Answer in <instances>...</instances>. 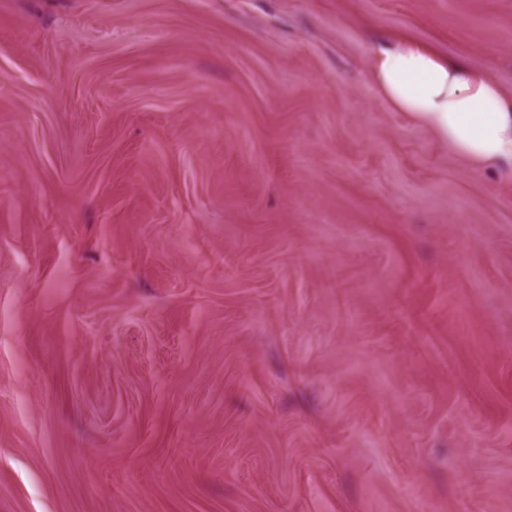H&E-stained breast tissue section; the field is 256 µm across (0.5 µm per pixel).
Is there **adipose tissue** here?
Masks as SVG:
<instances>
[{
	"mask_svg": "<svg viewBox=\"0 0 512 512\" xmlns=\"http://www.w3.org/2000/svg\"><path fill=\"white\" fill-rule=\"evenodd\" d=\"M372 79L459 158L512 174V94L466 63L410 45L374 53Z\"/></svg>",
	"mask_w": 512,
	"mask_h": 512,
	"instance_id": "ef3b65f1",
	"label": "adipose tissue"
}]
</instances>
